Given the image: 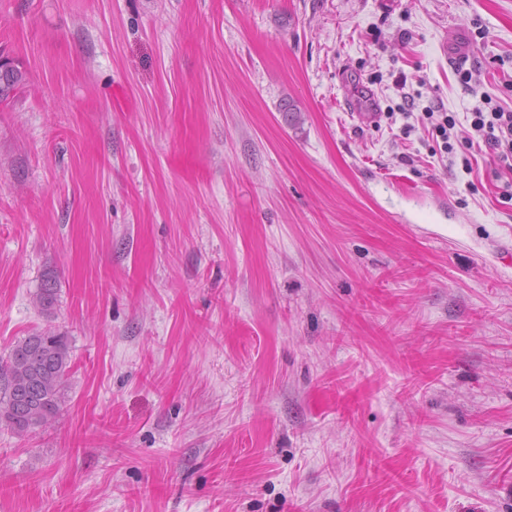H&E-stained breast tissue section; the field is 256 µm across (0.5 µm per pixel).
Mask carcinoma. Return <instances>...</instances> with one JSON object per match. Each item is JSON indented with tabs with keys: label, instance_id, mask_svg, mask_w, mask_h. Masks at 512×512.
<instances>
[{
	"label": "carcinoma",
	"instance_id": "carcinoma-1",
	"mask_svg": "<svg viewBox=\"0 0 512 512\" xmlns=\"http://www.w3.org/2000/svg\"><path fill=\"white\" fill-rule=\"evenodd\" d=\"M6 68L5 102L24 82L23 73L12 63ZM58 298L55 277L46 275L36 305L49 315ZM71 351L68 336L55 328L34 331L18 340L7 359L0 362V425L23 436L51 424L64 402L69 379Z\"/></svg>",
	"mask_w": 512,
	"mask_h": 512
}]
</instances>
